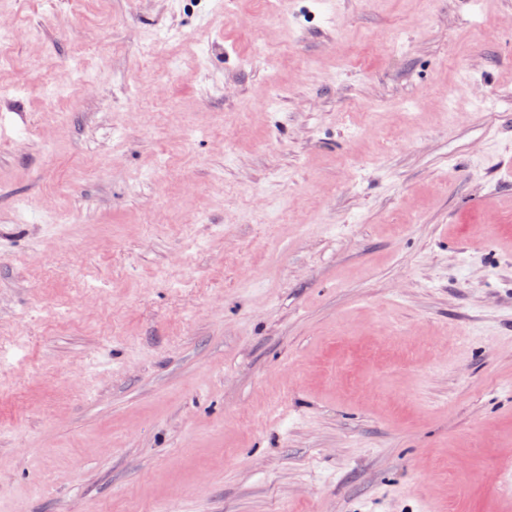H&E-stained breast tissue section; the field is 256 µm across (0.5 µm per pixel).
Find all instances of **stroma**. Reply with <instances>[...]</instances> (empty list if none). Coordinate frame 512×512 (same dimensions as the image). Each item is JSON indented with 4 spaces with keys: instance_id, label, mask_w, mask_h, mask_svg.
<instances>
[{
    "instance_id": "stroma-1",
    "label": "stroma",
    "mask_w": 512,
    "mask_h": 512,
    "mask_svg": "<svg viewBox=\"0 0 512 512\" xmlns=\"http://www.w3.org/2000/svg\"><path fill=\"white\" fill-rule=\"evenodd\" d=\"M221 2L0 0V512H512V0Z\"/></svg>"
}]
</instances>
